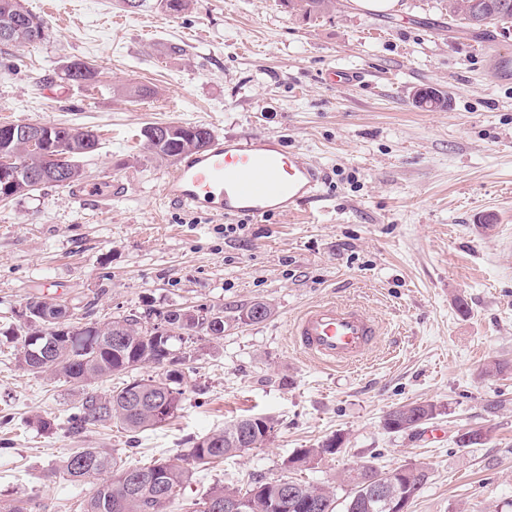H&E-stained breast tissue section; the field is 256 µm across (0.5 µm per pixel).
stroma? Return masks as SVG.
Listing matches in <instances>:
<instances>
[{
	"label": "stroma",
	"mask_w": 512,
	"mask_h": 512,
	"mask_svg": "<svg viewBox=\"0 0 512 512\" xmlns=\"http://www.w3.org/2000/svg\"><path fill=\"white\" fill-rule=\"evenodd\" d=\"M66 2V22L44 18L47 41L0 54V119L90 127L99 146L81 161V195L45 185L0 202V327L43 297L101 322L204 305L223 310L224 336L182 344V406L136 436L70 432L82 386L23 371L0 349V500L35 495L46 512H81L95 480L48 474L72 451L177 464L195 437L265 415L269 443L198 468L166 512H193L215 487L285 477L288 458L336 435L341 452L296 479L333 486L356 464L416 463L430 479L408 512H512V78L493 67L512 57V36L449 30L444 0H402L395 14L335 0L311 18L282 0H195L177 16ZM76 58L94 64L92 85L66 80ZM334 68L365 81L324 83ZM136 84L153 97L131 101L124 89ZM423 87L445 107H418ZM158 122L281 138L323 170L332 207L225 233L226 218L162 199L174 163L141 136ZM324 300L378 321L369 367H322L294 346V320ZM256 301L271 316L239 323ZM421 401L439 415L384 430L390 410ZM36 413L53 429H31ZM474 429L489 440L460 446Z\"/></svg>",
	"instance_id": "35a3bbf8"
}]
</instances>
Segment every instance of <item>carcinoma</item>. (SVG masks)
<instances>
[{"mask_svg":"<svg viewBox=\"0 0 512 512\" xmlns=\"http://www.w3.org/2000/svg\"><path fill=\"white\" fill-rule=\"evenodd\" d=\"M288 8L305 16L321 14L333 6L334 0H284ZM479 6V19L457 12L454 0H448V18L461 30L482 33L498 30L501 18L512 17V0H474ZM191 0H136V7L148 5L160 12L176 16L185 12ZM11 30V37L0 39L1 46L36 47L48 37V29L42 19L26 9L22 0H0V31ZM66 78L77 84H89L95 80L96 70L86 61L72 59L64 65ZM21 123L0 124V151L24 155L27 167L45 174V183L66 188L81 180L83 169L80 160L97 150L99 137L89 127L64 124H48L56 141V155L45 159L41 155L23 154L24 142L19 136ZM152 127L143 129L147 147L151 154L161 160H175L179 156L197 152L207 147L211 130L204 125L181 124L174 135L167 139L154 140ZM64 307L66 302L31 297L23 305L27 323L0 330V337L16 348L15 361L19 368L36 372L46 359L49 364L41 372L51 373L52 378L64 379L75 384L103 383L114 375H122L143 362L149 361L161 373L147 379H134L105 392L85 391L68 424L74 432L115 423L130 433H144L161 427L175 415L185 394L183 383L184 360L173 348V342L183 340L189 332L203 336H224V329L214 330L199 323L189 328L174 317L170 309H149L145 314H134L99 323L84 314L78 318L80 326L64 327L44 319L47 305ZM163 318L168 329L163 335H155L149 328L150 318ZM122 332L125 343L112 345L111 336ZM150 391L160 403L134 402L129 398L131 390ZM164 411H159V408ZM437 406L431 401L415 402L400 406L386 414L383 426L390 433L412 431L435 418ZM274 420L268 416H249L233 421L223 428L194 439L186 459L197 465H207L216 460L233 457L245 450L258 448L270 442L274 432ZM489 438L487 430H469L458 439V443L479 446ZM341 440L331 439L317 448H302L289 458L285 467L307 466L326 454L339 452ZM103 475L93 493L86 499L84 512H166L176 501L181 491L190 483L193 470L158 459L149 465L128 464L112 455L105 448H79L63 458L57 470L66 480L80 484L88 480L85 464ZM132 469L146 473L147 478L140 488L117 499L122 486V477ZM379 478L388 488L400 492L411 501L423 490L429 479L425 467L411 463L387 471L368 469L356 465L344 470L338 487L345 490L343 512H388L385 502L373 494L370 480ZM295 486L296 497L312 499L318 503L317 512H337L336 488L315 486L297 479L288 478ZM275 481L257 480L246 489L229 486L213 488L203 498L200 512H209L208 503L226 499H246L245 512H280L275 497ZM39 498L29 496L14 499L0 505V512H42Z\"/></svg>","mask_w":512,"mask_h":512,"instance_id":"1","label":"carcinoma"}]
</instances>
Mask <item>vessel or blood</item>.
Masks as SVG:
<instances>
[{
	"mask_svg": "<svg viewBox=\"0 0 512 512\" xmlns=\"http://www.w3.org/2000/svg\"><path fill=\"white\" fill-rule=\"evenodd\" d=\"M322 182L319 168L279 138L216 136L203 151L178 158L161 195L188 210L258 220L321 208ZM291 335L320 366H352L371 349L378 327L361 308L323 301L297 317Z\"/></svg>",
	"mask_w": 512,
	"mask_h": 512,
	"instance_id": "obj_1",
	"label": "vessel or blood"
}]
</instances>
